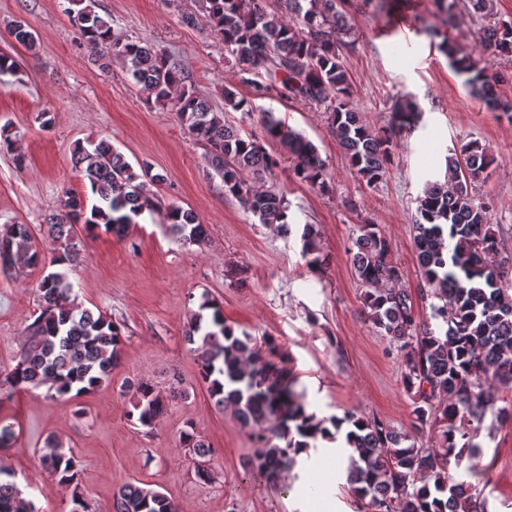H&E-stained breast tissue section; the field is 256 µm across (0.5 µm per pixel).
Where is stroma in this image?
I'll use <instances>...</instances> for the list:
<instances>
[{
  "label": "stroma",
  "instance_id": "1",
  "mask_svg": "<svg viewBox=\"0 0 512 512\" xmlns=\"http://www.w3.org/2000/svg\"><path fill=\"white\" fill-rule=\"evenodd\" d=\"M349 9V44L342 50L352 84L353 107L374 129L389 121L391 99L410 93L422 110L419 126L403 133L386 176L367 184L338 146L328 115L300 100L256 96L224 57V42L201 16L199 0H95L116 35L164 51L189 74L197 90L224 120L243 134L263 139L281 165L265 185L283 191L290 204V232L259 223L206 160V147L191 138L174 112L148 104L120 66L102 71L80 40L61 0H0V53L21 64L19 77L0 78V132L15 153L0 151V226L26 224L35 249L47 253L40 229L69 190L83 191L73 163L77 144L109 140L133 167L164 175L161 206L131 225L125 239L100 233L87 240L79 260L62 270L79 305L99 308L124 325L121 364L109 382L73 401L51 399L45 389L0 393V424L18 437L0 448V467L10 470L38 512H70L71 493L48 476L40 451L53 436L82 462L80 488L93 512H111L114 489L128 481L166 493L179 512H368L345 483L335 444L320 443L297 467L296 479L274 486L252 479L246 466L259 445L231 409H217L198 379L183 339L189 313L203 293L217 299L226 325L272 339V361L286 373L307 408L318 416L350 410L412 432L415 397L403 384L402 360L388 337L362 312V289L347 253L357 225H379L402 285L414 296L421 318L430 314L419 294L414 247L416 199L429 179H443L450 148L480 141L496 162L476 185L492 204L500 256L512 261V119L472 97L439 52L429 29L448 32L478 66L500 74L496 91L512 100V56L492 57L481 47L483 19L467 10L448 19L434 0H389ZM195 23H186V16ZM20 20L36 35L35 48L17 44L4 29ZM251 100L253 109H225L224 91ZM271 111L319 149L329 172L328 190L294 177L287 148L267 139L261 114ZM49 113L42 128L40 113ZM23 163H16V156ZM193 210L208 230L207 245H181L167 228L166 208ZM314 225L330 262L311 272L302 254L304 225ZM41 269L0 270V363L12 361L26 327L38 313ZM151 382L161 393L180 386L153 429L127 417L129 384ZM215 450L212 478L195 473L181 448L186 426ZM472 483L485 489L488 512H512V419L486 418Z\"/></svg>",
  "mask_w": 512,
  "mask_h": 512
}]
</instances>
